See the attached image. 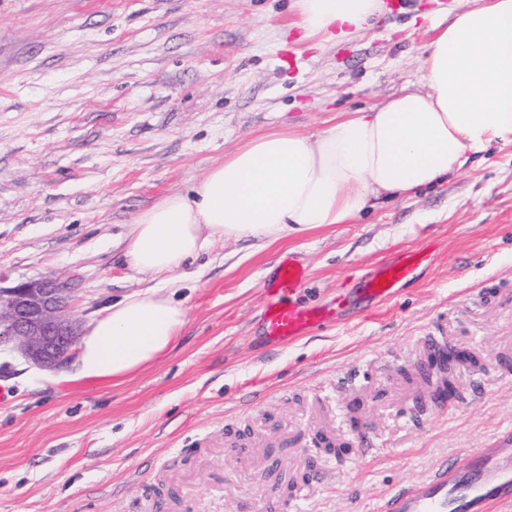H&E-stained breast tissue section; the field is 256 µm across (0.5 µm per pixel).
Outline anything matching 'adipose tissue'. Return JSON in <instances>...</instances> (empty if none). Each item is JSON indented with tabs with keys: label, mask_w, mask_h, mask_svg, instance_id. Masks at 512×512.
I'll return each mask as SVG.
<instances>
[{
	"label": "adipose tissue",
	"mask_w": 512,
	"mask_h": 512,
	"mask_svg": "<svg viewBox=\"0 0 512 512\" xmlns=\"http://www.w3.org/2000/svg\"><path fill=\"white\" fill-rule=\"evenodd\" d=\"M303 37H357L379 0H294ZM425 91H405L318 137L289 129L253 137L186 193L140 212L125 256L152 285L107 307L80 342L79 376L126 380L178 340L187 321L176 275L214 242L267 246L343 224L373 198L412 196L456 174L468 153L512 144V0H474L440 29L424 59Z\"/></svg>",
	"instance_id": "adipose-tissue-1"
}]
</instances>
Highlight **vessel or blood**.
Wrapping results in <instances>:
<instances>
[{
    "mask_svg": "<svg viewBox=\"0 0 512 512\" xmlns=\"http://www.w3.org/2000/svg\"><path fill=\"white\" fill-rule=\"evenodd\" d=\"M425 249L403 252L365 282L368 300H387L396 286L427 261ZM306 279L303 267L282 260L264 290L261 329L277 344L293 342L332 319L335 309L304 307L295 296ZM377 512H512V448H479L463 465L442 462L420 484L396 487Z\"/></svg>",
    "mask_w": 512,
    "mask_h": 512,
    "instance_id": "obj_1",
    "label": "vessel or blood"
}]
</instances>
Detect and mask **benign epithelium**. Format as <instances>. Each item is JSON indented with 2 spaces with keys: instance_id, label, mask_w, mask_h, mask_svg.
I'll use <instances>...</instances> for the list:
<instances>
[{
  "instance_id": "obj_1",
  "label": "benign epithelium",
  "mask_w": 512,
  "mask_h": 512,
  "mask_svg": "<svg viewBox=\"0 0 512 512\" xmlns=\"http://www.w3.org/2000/svg\"><path fill=\"white\" fill-rule=\"evenodd\" d=\"M65 285L57 280L0 286V345L11 343L40 367L67 362L80 337Z\"/></svg>"
}]
</instances>
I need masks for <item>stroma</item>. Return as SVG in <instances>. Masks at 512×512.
Returning a JSON list of instances; mask_svg holds the SVG:
<instances>
[{
    "instance_id": "1",
    "label": "stroma",
    "mask_w": 512,
    "mask_h": 512,
    "mask_svg": "<svg viewBox=\"0 0 512 512\" xmlns=\"http://www.w3.org/2000/svg\"><path fill=\"white\" fill-rule=\"evenodd\" d=\"M291 0H0V283L55 279L89 324L151 285L124 238L236 145L425 87L431 21L468 0L381 9L350 41H300ZM433 246L395 297L360 288ZM295 299L335 319L270 345L264 289L284 257ZM186 271L167 354L115 385L0 348V512H372L393 488L512 434V145L469 156L412 199L269 247L218 241ZM469 356L447 408L420 378L431 343Z\"/></svg>"
}]
</instances>
